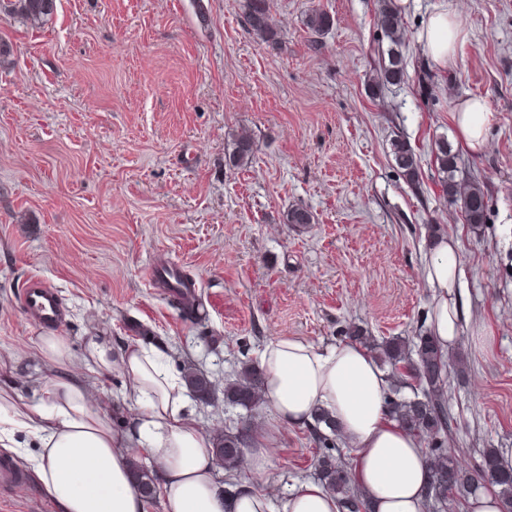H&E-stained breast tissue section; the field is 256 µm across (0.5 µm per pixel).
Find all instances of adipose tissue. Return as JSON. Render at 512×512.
<instances>
[{
	"mask_svg": "<svg viewBox=\"0 0 512 512\" xmlns=\"http://www.w3.org/2000/svg\"><path fill=\"white\" fill-rule=\"evenodd\" d=\"M462 35L455 12L434 11L420 33L422 52L438 68H447ZM491 119L484 99H467L452 116L459 146L482 153ZM460 273L456 243L437 239L426 264L433 290L430 331L445 347L468 327L478 335V349L488 350L491 333L469 322L453 296ZM37 354L45 371L38 401L23 400L0 385V447L15 451L22 437L33 439L37 451L26 460L59 512H148L129 473L134 451L160 473L163 512H270L264 495L247 488L230 497L218 486L211 438L189 411L181 379L162 367L156 348L136 344L117 351L108 337L90 335L81 376L70 370L73 353L65 337L42 336ZM259 369L280 425L308 423L319 410L332 414L340 441L354 454L352 480L369 512H424L428 470L423 445L388 417V378L367 349L348 341L322 350L282 337L266 346ZM115 374L136 404L123 433L113 430L106 413L108 395L94 399L87 389L89 379ZM282 510L339 512V507L321 484L304 482Z\"/></svg>",
	"mask_w": 512,
	"mask_h": 512,
	"instance_id": "1",
	"label": "adipose tissue"
}]
</instances>
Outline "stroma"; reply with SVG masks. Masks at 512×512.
Instances as JSON below:
<instances>
[{
  "label": "stroma",
  "instance_id": "stroma-1",
  "mask_svg": "<svg viewBox=\"0 0 512 512\" xmlns=\"http://www.w3.org/2000/svg\"><path fill=\"white\" fill-rule=\"evenodd\" d=\"M380 0H272L280 32L268 47L243 23L241 0H56L35 28L0 11V383L39 396L35 354L44 328L28 321L20 283L41 277L68 310L57 335L81 356L87 336L114 349L143 343L216 384L258 364L279 337L325 349L356 325L377 339L427 330L430 229L458 243L457 298L494 338L470 331L450 345L467 364L447 386V448L476 468L486 448L512 463V0H402L406 75L371 95L388 47ZM456 12L463 38L447 70L422 53L427 15ZM316 9L334 24L313 36ZM493 114L487 145L459 151V177L488 200L480 231L444 192L432 152L454 139L452 114L469 97ZM253 164L228 158L237 131ZM405 138L419 178L400 176L391 142ZM292 205L313 222L283 221ZM166 255L200 284L192 315L147 286ZM28 357L3 367L15 351ZM207 432L262 429L278 446L263 473L241 459L237 484L271 512L316 480L323 452L310 425L280 429L271 405L249 410L192 402ZM0 512H58L35 481L0 492Z\"/></svg>",
  "mask_w": 512,
  "mask_h": 512
}]
</instances>
